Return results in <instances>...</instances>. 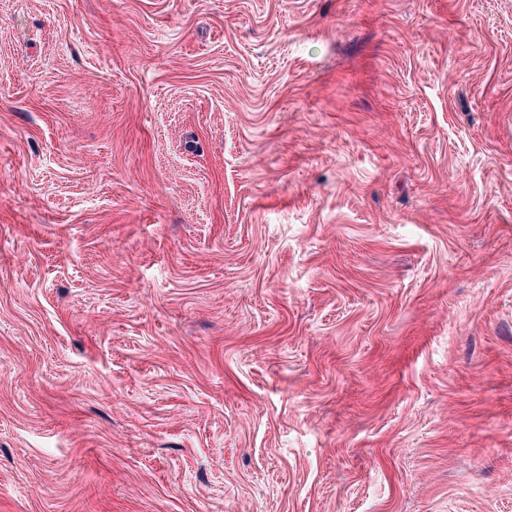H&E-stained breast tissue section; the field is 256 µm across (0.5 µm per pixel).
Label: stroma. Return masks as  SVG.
I'll return each instance as SVG.
<instances>
[{"label": "stroma", "instance_id": "obj_1", "mask_svg": "<svg viewBox=\"0 0 512 512\" xmlns=\"http://www.w3.org/2000/svg\"><path fill=\"white\" fill-rule=\"evenodd\" d=\"M0 512H512V0H0Z\"/></svg>", "mask_w": 512, "mask_h": 512}]
</instances>
